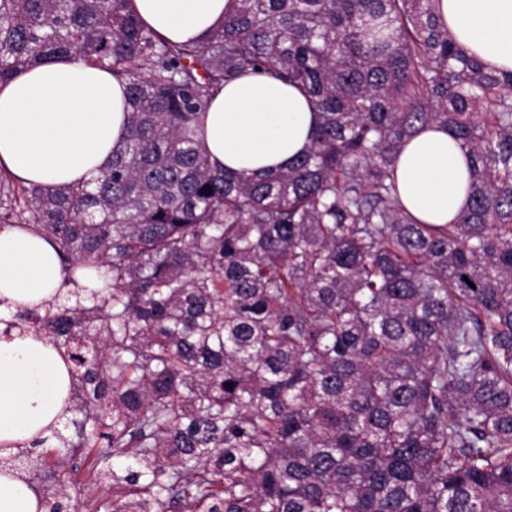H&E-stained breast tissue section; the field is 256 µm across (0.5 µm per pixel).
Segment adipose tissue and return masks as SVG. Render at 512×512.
Segmentation results:
<instances>
[{
    "instance_id": "1",
    "label": "adipose tissue",
    "mask_w": 512,
    "mask_h": 512,
    "mask_svg": "<svg viewBox=\"0 0 512 512\" xmlns=\"http://www.w3.org/2000/svg\"><path fill=\"white\" fill-rule=\"evenodd\" d=\"M162 39L184 43L222 24L232 0H133ZM449 33L500 73L512 72V0H440ZM125 89L108 71L59 57L0 84V168L21 183L68 185L95 177L126 129ZM318 114L296 88L247 71L212 96L204 114L211 162L247 177L287 167L311 143ZM395 178L403 206L426 224L455 219L467 201L468 152L441 128L403 148ZM105 269H65L52 244L23 226L0 229V307L42 306L75 284L103 287ZM61 354L41 336H0V458L45 435L69 407ZM38 498L0 471V512H38Z\"/></svg>"
}]
</instances>
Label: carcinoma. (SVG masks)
Returning a JSON list of instances; mask_svg holds the SVG:
<instances>
[{
    "label": "carcinoma",
    "mask_w": 512,
    "mask_h": 512,
    "mask_svg": "<svg viewBox=\"0 0 512 512\" xmlns=\"http://www.w3.org/2000/svg\"><path fill=\"white\" fill-rule=\"evenodd\" d=\"M131 2L0 0V84L76 56L128 110L89 181L0 173V224L109 274L17 314L72 379L70 417L9 458L39 509L512 512V73L461 51L435 0H233L181 44ZM249 68L319 116L254 179L198 135ZM433 125L471 159L448 224L394 177Z\"/></svg>",
    "instance_id": "1"
}]
</instances>
